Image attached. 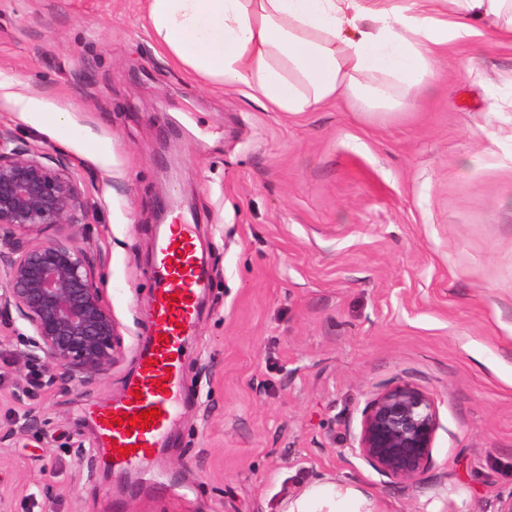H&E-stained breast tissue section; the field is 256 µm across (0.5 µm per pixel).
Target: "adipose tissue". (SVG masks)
I'll return each mask as SVG.
<instances>
[{"mask_svg": "<svg viewBox=\"0 0 512 512\" xmlns=\"http://www.w3.org/2000/svg\"><path fill=\"white\" fill-rule=\"evenodd\" d=\"M147 0L157 50L188 73L279 112L347 97L365 112L419 102L439 82L450 43L491 20L512 40V0ZM286 512H376L361 490L308 485Z\"/></svg>", "mask_w": 512, "mask_h": 512, "instance_id": "ef3b65f1", "label": "adipose tissue"}]
</instances>
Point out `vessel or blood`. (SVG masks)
I'll list each match as a JSON object with an SVG mask.
<instances>
[{
	"mask_svg": "<svg viewBox=\"0 0 512 512\" xmlns=\"http://www.w3.org/2000/svg\"><path fill=\"white\" fill-rule=\"evenodd\" d=\"M155 288L150 311L152 334L144 347L137 375L121 399L97 409L96 425L101 450L114 468H140L151 448L171 425L181 385L182 341L193 331L199 293L209 279L199 266L190 225L174 224L156 249ZM157 410L147 426L130 425V417Z\"/></svg>",
	"mask_w": 512,
	"mask_h": 512,
	"instance_id": "vessel-or-blood-1",
	"label": "vessel or blood"
}]
</instances>
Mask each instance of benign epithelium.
Masks as SVG:
<instances>
[{
	"mask_svg": "<svg viewBox=\"0 0 512 512\" xmlns=\"http://www.w3.org/2000/svg\"><path fill=\"white\" fill-rule=\"evenodd\" d=\"M46 152L0 128V325L22 321L31 356L45 357L62 383L93 380L112 367L120 333L98 286L94 260L68 240L33 243L44 224H74L88 210L77 181ZM435 400L410 383L367 403L359 455L393 483L414 481L432 464Z\"/></svg>",
	"mask_w": 512,
	"mask_h": 512,
	"instance_id": "obj_1",
	"label": "benign epithelium"
}]
</instances>
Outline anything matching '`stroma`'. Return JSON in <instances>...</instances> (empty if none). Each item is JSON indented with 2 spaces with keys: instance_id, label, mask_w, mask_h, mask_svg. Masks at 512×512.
<instances>
[{
  "instance_id": "obj_1",
  "label": "stroma",
  "mask_w": 512,
  "mask_h": 512,
  "mask_svg": "<svg viewBox=\"0 0 512 512\" xmlns=\"http://www.w3.org/2000/svg\"><path fill=\"white\" fill-rule=\"evenodd\" d=\"M145 14L0 0V75L16 80L0 128L92 204L36 237L90 246L121 333L111 369L68 386L30 359L26 328L0 335V512H284L317 481L380 512H497L512 495V44L480 22L401 113L344 98L276 112L158 54ZM17 93L68 111V133ZM171 210L210 277L153 451L166 484L193 488L188 511L105 465L93 416L137 372ZM401 382L436 400L439 428L430 470L392 484L356 446L367 400Z\"/></svg>"
}]
</instances>
